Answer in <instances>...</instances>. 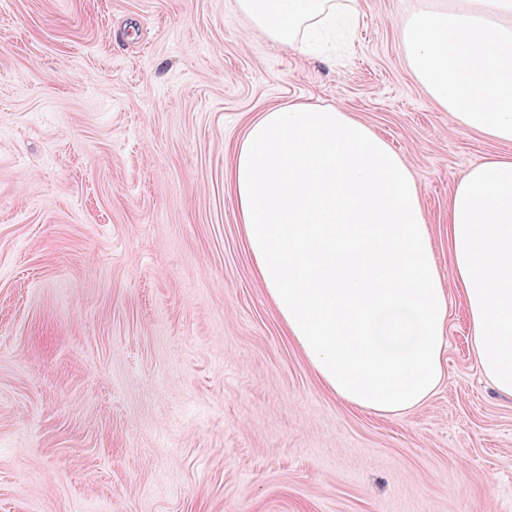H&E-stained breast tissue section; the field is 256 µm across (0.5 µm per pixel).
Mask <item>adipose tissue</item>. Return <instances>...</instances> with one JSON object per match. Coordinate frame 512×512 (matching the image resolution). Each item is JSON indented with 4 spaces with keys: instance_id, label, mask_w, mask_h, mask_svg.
Wrapping results in <instances>:
<instances>
[{
    "instance_id": "adipose-tissue-1",
    "label": "adipose tissue",
    "mask_w": 512,
    "mask_h": 512,
    "mask_svg": "<svg viewBox=\"0 0 512 512\" xmlns=\"http://www.w3.org/2000/svg\"><path fill=\"white\" fill-rule=\"evenodd\" d=\"M253 31L313 49L360 0H236ZM416 82L462 126L512 143V0H450L402 31ZM227 181L259 278L319 378L349 405L397 415L438 387L449 297L420 190L400 158L341 108L260 112ZM448 277L465 299L482 374L512 397V156L470 168L449 212Z\"/></svg>"
}]
</instances>
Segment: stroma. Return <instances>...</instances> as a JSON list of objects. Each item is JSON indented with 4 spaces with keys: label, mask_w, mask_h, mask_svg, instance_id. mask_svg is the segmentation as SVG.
<instances>
[{
    "label": "stroma",
    "mask_w": 512,
    "mask_h": 512,
    "mask_svg": "<svg viewBox=\"0 0 512 512\" xmlns=\"http://www.w3.org/2000/svg\"><path fill=\"white\" fill-rule=\"evenodd\" d=\"M363 0L333 56L235 0H0V512H512V398L451 291L435 393L350 406L287 336L224 171L268 107L342 108L448 207L512 143L458 126Z\"/></svg>",
    "instance_id": "35a3bbf8"
}]
</instances>
